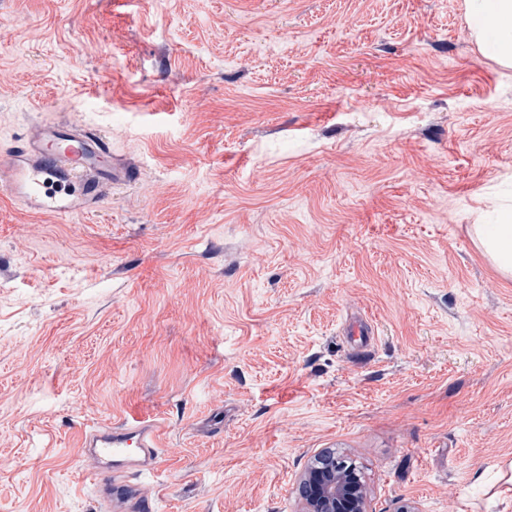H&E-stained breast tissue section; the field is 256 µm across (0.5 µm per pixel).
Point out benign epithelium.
Here are the masks:
<instances>
[{
    "label": "benign epithelium",
    "instance_id": "obj_1",
    "mask_svg": "<svg viewBox=\"0 0 512 512\" xmlns=\"http://www.w3.org/2000/svg\"><path fill=\"white\" fill-rule=\"evenodd\" d=\"M302 484L305 512H366V498L358 475L353 470H336V455H318Z\"/></svg>",
    "mask_w": 512,
    "mask_h": 512
}]
</instances>
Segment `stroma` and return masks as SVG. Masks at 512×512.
I'll use <instances>...</instances> for the list:
<instances>
[{"instance_id": "1", "label": "stroma", "mask_w": 512, "mask_h": 512, "mask_svg": "<svg viewBox=\"0 0 512 512\" xmlns=\"http://www.w3.org/2000/svg\"><path fill=\"white\" fill-rule=\"evenodd\" d=\"M140 175L70 216L0 183V512H108L82 431L161 426L159 512H512V68L464 0H0V145ZM369 322L364 352L342 336ZM483 226L475 225L481 247L502 273L512 275V209L501 215L490 232H485ZM302 484L305 512H366V498L358 475L353 470H336L335 452L318 455Z\"/></svg>"}]
</instances>
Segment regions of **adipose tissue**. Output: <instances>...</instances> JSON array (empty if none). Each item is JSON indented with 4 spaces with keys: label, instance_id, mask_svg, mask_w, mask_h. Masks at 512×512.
Returning <instances> with one entry per match:
<instances>
[{
    "label": "adipose tissue",
    "instance_id": "obj_1",
    "mask_svg": "<svg viewBox=\"0 0 512 512\" xmlns=\"http://www.w3.org/2000/svg\"><path fill=\"white\" fill-rule=\"evenodd\" d=\"M471 36L481 51L500 65L512 67V0H465ZM478 241L499 270L512 275V209L491 230H478Z\"/></svg>",
    "mask_w": 512,
    "mask_h": 512
}]
</instances>
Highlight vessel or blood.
Listing matches in <instances>:
<instances>
[{
    "mask_svg": "<svg viewBox=\"0 0 512 512\" xmlns=\"http://www.w3.org/2000/svg\"><path fill=\"white\" fill-rule=\"evenodd\" d=\"M0 171L8 176L12 196L58 215L69 214L73 200L99 197L106 188L137 178L133 168L113 161L112 144L99 131L53 120L15 141L0 158ZM81 446L96 470L95 492L111 512H123L130 501L136 512H157L149 496H133L126 482L130 474H155L160 447L156 422L126 416L84 433Z\"/></svg>",
    "mask_w": 512,
    "mask_h": 512,
    "instance_id": "b4317fda",
    "label": "vessel or blood"
}]
</instances>
